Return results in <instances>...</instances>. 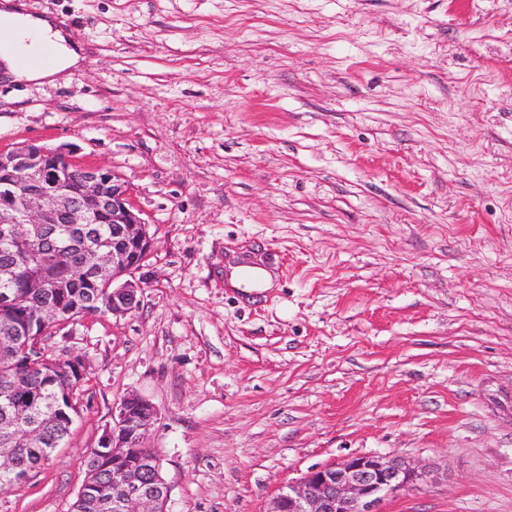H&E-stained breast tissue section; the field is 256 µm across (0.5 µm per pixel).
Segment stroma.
I'll list each match as a JSON object with an SVG mask.
<instances>
[{
    "mask_svg": "<svg viewBox=\"0 0 512 512\" xmlns=\"http://www.w3.org/2000/svg\"><path fill=\"white\" fill-rule=\"evenodd\" d=\"M26 4L86 61L0 81V151L112 168L153 245L135 311L47 338L79 413L0 512H68L131 392L168 512H267L355 454L428 470L384 512H512V0Z\"/></svg>",
    "mask_w": 512,
    "mask_h": 512,
    "instance_id": "obj_1",
    "label": "stroma"
}]
</instances>
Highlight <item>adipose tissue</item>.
Returning a JSON list of instances; mask_svg holds the SVG:
<instances>
[{"instance_id":"1","label":"adipose tissue","mask_w":512,"mask_h":512,"mask_svg":"<svg viewBox=\"0 0 512 512\" xmlns=\"http://www.w3.org/2000/svg\"><path fill=\"white\" fill-rule=\"evenodd\" d=\"M0 78L39 83L54 82L57 75L78 69L81 47L55 19L27 12L23 0H0ZM53 48V60L43 67H24L19 58L35 53L42 44Z\"/></svg>"}]
</instances>
